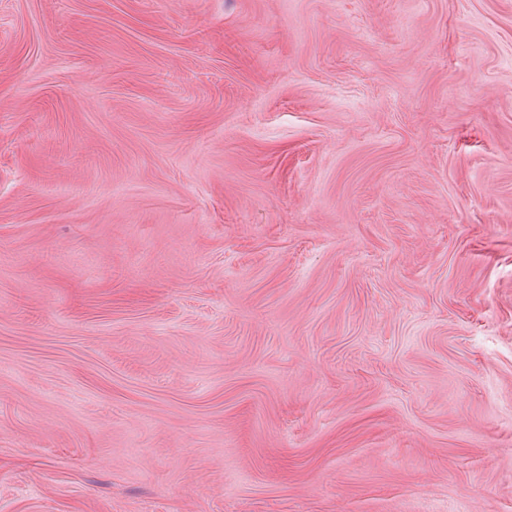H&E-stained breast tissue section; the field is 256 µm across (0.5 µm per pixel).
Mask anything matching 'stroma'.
Wrapping results in <instances>:
<instances>
[{
  "label": "stroma",
  "mask_w": 512,
  "mask_h": 512,
  "mask_svg": "<svg viewBox=\"0 0 512 512\" xmlns=\"http://www.w3.org/2000/svg\"><path fill=\"white\" fill-rule=\"evenodd\" d=\"M0 512H512V0H0Z\"/></svg>",
  "instance_id": "obj_1"
}]
</instances>
